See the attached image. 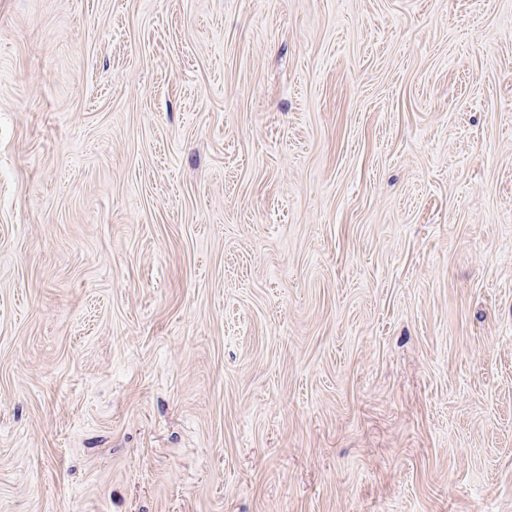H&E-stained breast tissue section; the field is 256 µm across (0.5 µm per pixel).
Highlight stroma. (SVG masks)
<instances>
[{
    "label": "stroma",
    "instance_id": "obj_1",
    "mask_svg": "<svg viewBox=\"0 0 512 512\" xmlns=\"http://www.w3.org/2000/svg\"><path fill=\"white\" fill-rule=\"evenodd\" d=\"M0 512H512V0H0Z\"/></svg>",
    "mask_w": 512,
    "mask_h": 512
}]
</instances>
